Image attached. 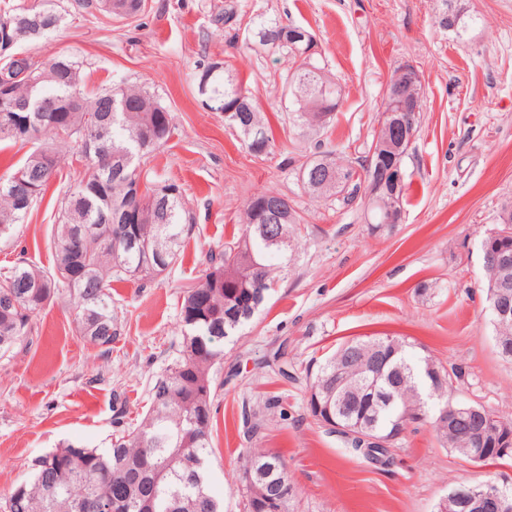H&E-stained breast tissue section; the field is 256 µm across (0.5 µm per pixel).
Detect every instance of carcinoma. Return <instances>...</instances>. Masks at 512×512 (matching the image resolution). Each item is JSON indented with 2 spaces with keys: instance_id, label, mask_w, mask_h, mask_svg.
<instances>
[{
  "instance_id": "obj_1",
  "label": "carcinoma",
  "mask_w": 512,
  "mask_h": 512,
  "mask_svg": "<svg viewBox=\"0 0 512 512\" xmlns=\"http://www.w3.org/2000/svg\"><path fill=\"white\" fill-rule=\"evenodd\" d=\"M142 0H101L102 8L117 17L142 12ZM62 23L53 0H37L0 14V76L12 80L14 96L21 100H53L65 109L59 118L52 112H11L0 108V141L35 143L23 164L0 180V236L11 235L33 204L46 191L49 177L43 164L59 171L63 155L59 145H79L97 136L92 118L107 117L105 134L86 159L82 175L61 201V219L53 240V266L46 272L20 260L0 273V353L10 351L31 332V320L47 303L68 298L75 310L76 331L90 344L111 349L117 338V315L112 311V283L138 280L145 285L176 262L182 236L192 219L183 209L180 187L145 184L135 224L117 222L116 215L131 204L130 191L143 166L165 145L174 129L168 109L142 85L114 84L92 98L80 93V64L59 57L40 70L28 57L13 58L4 37L15 44L49 35ZM291 25L264 24L257 36L263 45L302 55L309 44L288 42ZM319 53L289 71L297 108L294 125L319 131L339 106L337 83L323 84ZM205 84V104L214 112H235L236 130L243 133L249 152L269 153L273 140L269 121L241 85L221 80L210 66L199 75ZM261 129L260 137L244 133V126ZM320 167L322 190L302 185L315 200L340 206L355 203L358 185L371 177L384 179L390 163L377 157L356 159L344 167L336 153L320 151L303 166ZM239 235L219 251L205 257V270L196 286L188 289L180 305V322L186 336L179 354L165 375L150 388L151 405L135 428L113 437L100 450L67 443L37 458L27 479L0 499V512H222L219 499L208 490L212 453L213 368L224 357V340L238 334L274 290L288 268L291 246L299 234L302 217L293 199L279 192L260 191L245 204ZM288 239L289 249L269 243V234ZM485 253L502 248L512 257V205H504L494 228L481 242ZM441 372L443 383L434 391L442 407L456 404L455 382L461 371L454 365L438 367L426 357L409 352L405 340L394 337L354 338L309 374L307 406L314 398L331 404L335 416L350 425H369L382 436L402 431L420 419L409 410L428 400L430 377ZM346 373L352 385L336 389V374ZM432 427L443 447L460 453L459 440L479 430L485 432L487 461L512 459V449H499L496 433L471 415L451 427ZM191 456L197 466L188 473L183 459ZM243 474L274 495L280 483L268 478L265 467L274 464L288 473L281 455L261 448L246 451L240 461Z\"/></svg>"
}]
</instances>
